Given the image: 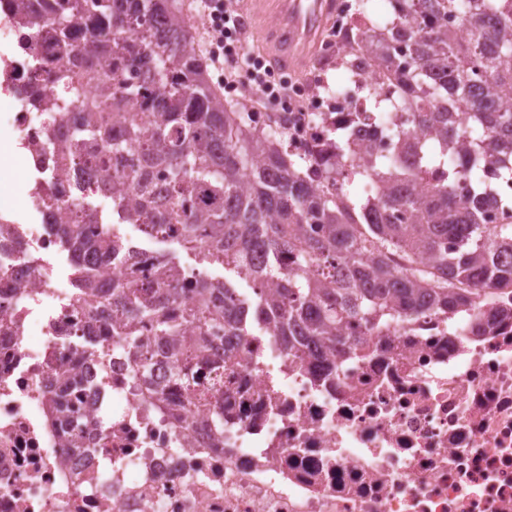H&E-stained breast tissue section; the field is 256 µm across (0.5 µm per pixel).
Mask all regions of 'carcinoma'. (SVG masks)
<instances>
[{"label":"carcinoma","instance_id":"cac0c4a2","mask_svg":"<svg viewBox=\"0 0 512 512\" xmlns=\"http://www.w3.org/2000/svg\"><path fill=\"white\" fill-rule=\"evenodd\" d=\"M398 2L392 27L355 30L352 38L398 69L414 95L404 105L373 98L372 115L401 113L391 156L365 151L351 174L329 165L326 174L343 181L336 196L312 188L309 166L284 137L253 124L212 88L179 0H49L44 12L27 15L26 26L67 60L53 82L72 97L57 100L55 113L83 102L75 123L59 122L61 139L48 143L63 161L56 179L89 162L103 172L78 208L103 225L102 236L84 241L77 219L58 225L77 286L90 288L95 277L79 261L83 249L108 265L126 259L92 202L112 181L126 190L114 219L138 220L156 240L179 224L185 250L224 267V280L197 283L195 300L177 314L171 307L182 266L165 253L155 255L158 287L120 286L113 310L149 323L160 342L188 323L244 336L254 315L288 337L290 349L334 347L349 329L380 333L426 313L461 311L481 322L486 287L512 280V223L488 228L472 215L486 189L478 167L490 163L512 182V102L499 97L512 84V0ZM451 13L470 27L469 40L448 26ZM83 74L97 80L90 99ZM429 96L443 104L428 107ZM128 105L139 111H125ZM419 133L431 140L419 144ZM452 147L466 156L460 170L446 162ZM155 166L165 176L159 194L146 181ZM368 181L378 190L369 211L353 191ZM259 253L267 258L262 266L252 264ZM246 267L256 280H278L275 293H239ZM74 387H57L56 412H65Z\"/></svg>","mask_w":512,"mask_h":512}]
</instances>
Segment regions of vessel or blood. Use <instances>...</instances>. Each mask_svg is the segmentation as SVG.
<instances>
[{
	"label": "vessel or blood",
	"instance_id": "vessel-or-blood-1",
	"mask_svg": "<svg viewBox=\"0 0 512 512\" xmlns=\"http://www.w3.org/2000/svg\"><path fill=\"white\" fill-rule=\"evenodd\" d=\"M251 32L274 68L298 72L320 48L334 0H247Z\"/></svg>",
	"mask_w": 512,
	"mask_h": 512
}]
</instances>
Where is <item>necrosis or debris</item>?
Segmentation results:
<instances>
[{
	"instance_id": "4bbe7bcc",
	"label": "necrosis or debris",
	"mask_w": 512,
	"mask_h": 512,
	"mask_svg": "<svg viewBox=\"0 0 512 512\" xmlns=\"http://www.w3.org/2000/svg\"><path fill=\"white\" fill-rule=\"evenodd\" d=\"M23 2L44 6L0 0V101L34 175L23 210L0 223V512H512V286L491 290L485 308L502 317L480 336L468 314L427 315L392 324L366 352L348 344L295 354L264 327L209 336L186 368L141 324L133 353L57 266L51 227L96 173L57 185L49 207L43 188L60 161L41 149L55 131L39 107L60 98L49 75L66 60L23 26ZM356 20L344 0L308 83H294L278 106L288 147L320 192L341 190L319 146L366 111L358 85L406 94L398 73L348 45ZM337 55L356 58L360 75L332 89ZM143 235L127 221L120 239L130 254L102 268V291L157 283ZM68 373L78 389L66 426L51 401ZM199 374L203 404L187 383Z\"/></svg>"
}]
</instances>
